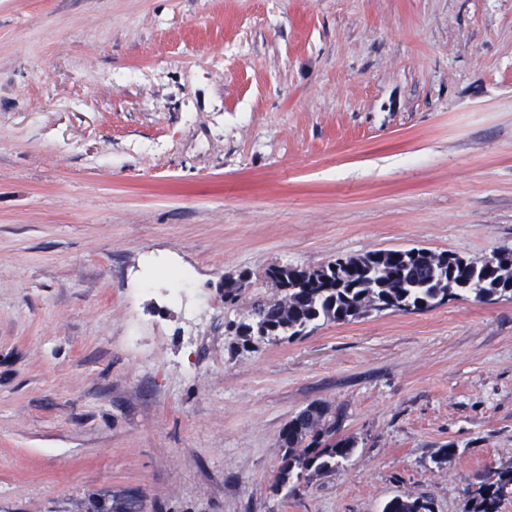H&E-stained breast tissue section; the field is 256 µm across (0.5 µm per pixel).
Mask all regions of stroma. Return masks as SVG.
Listing matches in <instances>:
<instances>
[{
	"instance_id": "35a3bbf8",
	"label": "stroma",
	"mask_w": 512,
	"mask_h": 512,
	"mask_svg": "<svg viewBox=\"0 0 512 512\" xmlns=\"http://www.w3.org/2000/svg\"><path fill=\"white\" fill-rule=\"evenodd\" d=\"M410 247L512 249V0H0V512H465L512 301L228 329L270 266ZM313 402L354 451L275 489ZM432 505L426 495H396L384 504L382 512H433Z\"/></svg>"
}]
</instances>
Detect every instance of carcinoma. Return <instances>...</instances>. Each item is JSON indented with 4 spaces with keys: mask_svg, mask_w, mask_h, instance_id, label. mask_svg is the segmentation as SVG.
Returning <instances> with one entry per match:
<instances>
[{
    "mask_svg": "<svg viewBox=\"0 0 512 512\" xmlns=\"http://www.w3.org/2000/svg\"><path fill=\"white\" fill-rule=\"evenodd\" d=\"M496 266L455 253L411 254L409 249L369 251L338 257L317 268L285 265L269 268L273 277H288V298L253 302L250 319L237 324L243 344L258 336L274 343L307 335L319 323H346L372 311L412 313L469 294L481 302L512 300V250L495 254ZM285 449L275 486L290 478L328 474L347 460L354 448L336 437V416L330 406L314 402L292 417L280 432ZM466 512H500L512 498V465H499L478 476L465 489ZM426 495H396L382 512H433ZM96 512H136V501L115 496Z\"/></svg>",
    "mask_w": 512,
    "mask_h": 512,
    "instance_id": "obj_1",
    "label": "carcinoma"
}]
</instances>
